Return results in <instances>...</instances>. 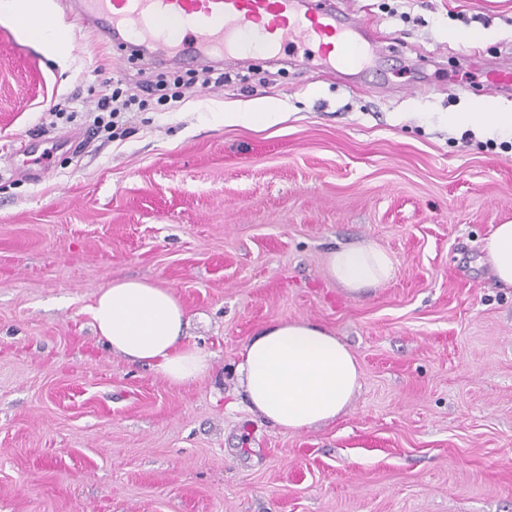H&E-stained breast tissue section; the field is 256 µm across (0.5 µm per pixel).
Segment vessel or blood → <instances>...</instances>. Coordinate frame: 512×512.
I'll return each instance as SVG.
<instances>
[{"label":"vessel or blood","instance_id":"vessel-or-blood-1","mask_svg":"<svg viewBox=\"0 0 512 512\" xmlns=\"http://www.w3.org/2000/svg\"><path fill=\"white\" fill-rule=\"evenodd\" d=\"M69 7L103 39L145 47L149 63L300 43L315 46L331 71L360 68L376 51L357 40L360 19L339 5L308 12L301 0H70Z\"/></svg>","mask_w":512,"mask_h":512}]
</instances>
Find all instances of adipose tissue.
<instances>
[{"mask_svg": "<svg viewBox=\"0 0 512 512\" xmlns=\"http://www.w3.org/2000/svg\"><path fill=\"white\" fill-rule=\"evenodd\" d=\"M43 0H0V16L22 25L52 52L64 48L59 28L38 24ZM448 125L512 135V111L488 106L478 112H451ZM485 256L496 280L512 287V222L497 225L486 238ZM331 279L352 293L389 282L395 264L384 249L359 243L330 252ZM94 326L113 351L153 367L165 379L183 383L203 376L210 356L185 340V312L166 288L137 280L112 282L91 308ZM236 370L251 411L272 425L295 432L335 420L359 387L351 350L324 327L280 320L243 343Z\"/></svg>", "mask_w": 512, "mask_h": 512, "instance_id": "adipose-tissue-1", "label": "adipose tissue"}]
</instances>
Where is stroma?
Returning <instances> with one entry per match:
<instances>
[{"label":"stroma","instance_id":"1","mask_svg":"<svg viewBox=\"0 0 512 512\" xmlns=\"http://www.w3.org/2000/svg\"><path fill=\"white\" fill-rule=\"evenodd\" d=\"M347 2L379 82L298 45L148 67L54 4L53 54L0 18V512H512V288L482 250L512 222V138L443 120L512 108L486 82L512 66V0ZM113 76L182 96L87 137ZM272 102L275 124L224 122ZM361 242L396 273L357 296L327 257ZM123 279L172 291L206 375L170 383L98 337L90 308ZM282 319L355 355L336 421L243 407L241 346Z\"/></svg>","mask_w":512,"mask_h":512}]
</instances>
